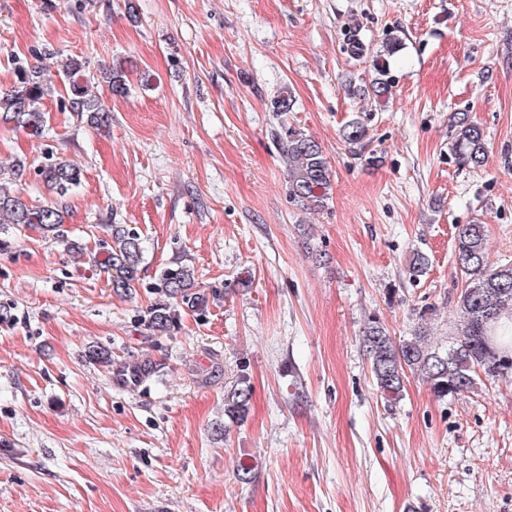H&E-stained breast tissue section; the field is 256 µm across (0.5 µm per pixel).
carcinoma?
<instances>
[{"mask_svg":"<svg viewBox=\"0 0 512 512\" xmlns=\"http://www.w3.org/2000/svg\"><path fill=\"white\" fill-rule=\"evenodd\" d=\"M375 77L370 91L378 101L392 97L393 85L386 63L372 60ZM82 62L69 58L62 71L69 77V104L75 112L88 113L90 123L101 129L108 123L106 105L92 93L89 83L78 78ZM45 65L16 62L13 87L0 93V119L38 136L46 122L41 101L51 92L44 78ZM128 68L116 63L107 69L104 78L116 94L127 90ZM451 153L461 167L477 169L486 158V144L481 128L465 112H456L452 119ZM367 127L353 119L344 128L351 143L362 141ZM288 159V194L296 204L310 210H320L328 199L331 179L322 147L294 126L282 125L276 133ZM47 185L55 190L59 200L50 206L34 207L26 202L20 191L0 183V224L20 228L37 226L44 233L59 236L63 224V199L79 186L81 171L67 163L48 164L42 170ZM110 240L103 243L104 258L92 262L103 266L107 281L116 294H126L140 280L144 247L140 237L122 224L111 225ZM454 261L465 276L457 300L460 330L448 348L433 347L426 334L417 330L413 336L396 343L381 319L372 314L364 325L361 344L370 361L376 389L393 402L403 399L407 375L413 374L426 382L439 399L455 397L471 391L484 376L497 378V368L512 376V264L492 267L488 263L486 227L483 224H464L458 231ZM159 300L149 311L148 326L156 334L168 332L178 321L179 307L193 310L207 307V296L196 290L195 270L180 264L160 272L152 286ZM88 357L108 368L112 381L121 388H137L158 372L159 364L149 358L112 361L109 350L91 345ZM251 401V386L240 380L224 393V424L219 431L227 432L230 425L246 421Z\"/></svg>","mask_w":512,"mask_h":512,"instance_id":"obj_1","label":"carcinoma"}]
</instances>
